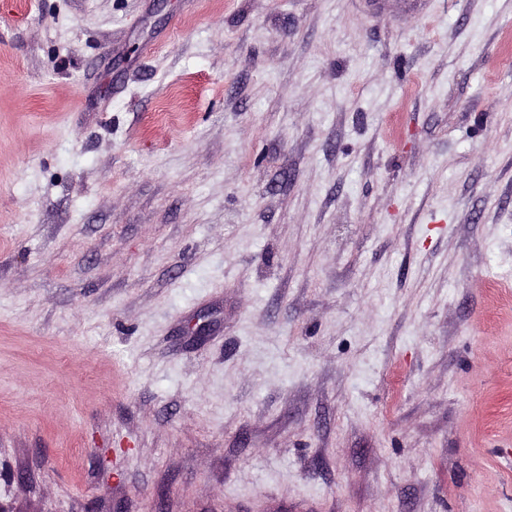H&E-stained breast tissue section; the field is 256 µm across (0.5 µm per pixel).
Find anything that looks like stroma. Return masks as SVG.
Returning a JSON list of instances; mask_svg holds the SVG:
<instances>
[{
    "instance_id": "stroma-1",
    "label": "stroma",
    "mask_w": 512,
    "mask_h": 512,
    "mask_svg": "<svg viewBox=\"0 0 512 512\" xmlns=\"http://www.w3.org/2000/svg\"><path fill=\"white\" fill-rule=\"evenodd\" d=\"M5 512H512V0H0Z\"/></svg>"
}]
</instances>
